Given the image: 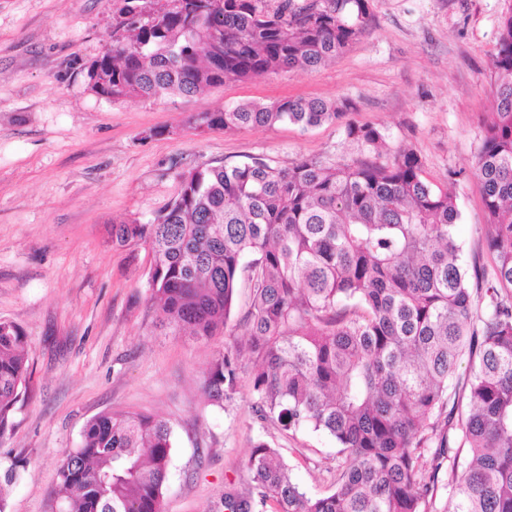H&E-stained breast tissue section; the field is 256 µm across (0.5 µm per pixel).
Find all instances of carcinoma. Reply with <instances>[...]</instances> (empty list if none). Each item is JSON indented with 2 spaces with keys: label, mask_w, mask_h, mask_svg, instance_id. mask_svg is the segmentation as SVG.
Listing matches in <instances>:
<instances>
[{
  "label": "carcinoma",
  "mask_w": 512,
  "mask_h": 512,
  "mask_svg": "<svg viewBox=\"0 0 512 512\" xmlns=\"http://www.w3.org/2000/svg\"><path fill=\"white\" fill-rule=\"evenodd\" d=\"M112 49L88 70L97 95L195 96L227 81L311 72L372 23V0H122ZM111 71L109 87L98 81ZM496 106L474 169L494 266L489 301L474 304L455 239L456 196L422 177L403 149L382 160L383 132L350 122L371 159L317 157L278 167L262 157L206 165L150 224L112 225V245L147 244L161 323L210 339L227 326L240 280L252 290L244 343L220 351L202 389L224 408L238 359L252 364L256 412L283 431L310 429L338 448L335 489L312 496L280 452L247 460L262 505L276 512H431L446 469L444 512H512V3L493 61ZM352 104L287 98L198 114L195 129L335 122ZM471 376L455 450L438 431L462 361ZM27 336L0 321V438L27 394ZM173 451L157 415L106 413L85 425L58 471L62 512H162ZM18 462L0 471V512ZM225 512L252 500L225 494Z\"/></svg>",
  "instance_id": "obj_1"
}]
</instances>
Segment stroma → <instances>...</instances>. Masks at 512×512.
I'll list each match as a JSON object with an SVG mask.
<instances>
[{"label": "stroma", "mask_w": 512, "mask_h": 512, "mask_svg": "<svg viewBox=\"0 0 512 512\" xmlns=\"http://www.w3.org/2000/svg\"><path fill=\"white\" fill-rule=\"evenodd\" d=\"M505 8V0H374L369 31L317 71L229 81L193 97L112 101L93 92L87 76L112 48L110 0H0V321L24 330L31 370L29 396L0 439V461L22 462L8 512H59L54 491L65 455L106 412L170 422L163 512H221L225 493L254 495L246 461L259 440L279 449L307 493L334 489L336 443L261 421L248 360L223 407L201 392L217 353L243 338L247 284L235 292L223 334L198 340L159 328L149 246H112L106 228L150 223L200 166L360 155L340 121L201 133L192 122L199 113L284 98L350 99L352 121L382 130L389 151L414 150L424 179L452 189L464 266L491 268L473 162L494 107Z\"/></svg>", "instance_id": "stroma-1"}]
</instances>
